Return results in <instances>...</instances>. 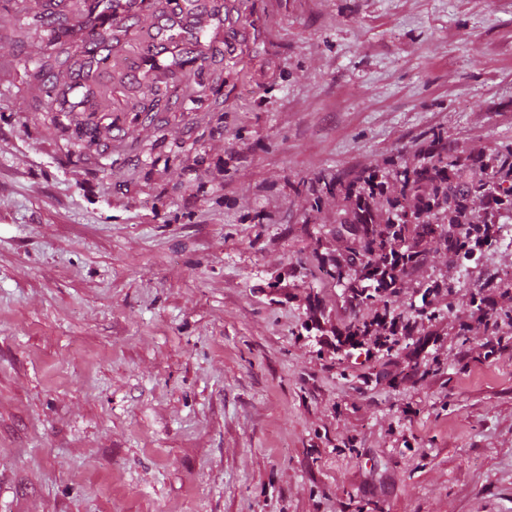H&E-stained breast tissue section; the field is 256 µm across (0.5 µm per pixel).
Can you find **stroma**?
Returning <instances> with one entry per match:
<instances>
[{
    "instance_id": "obj_1",
    "label": "stroma",
    "mask_w": 512,
    "mask_h": 512,
    "mask_svg": "<svg viewBox=\"0 0 512 512\" xmlns=\"http://www.w3.org/2000/svg\"><path fill=\"white\" fill-rule=\"evenodd\" d=\"M78 6L0 0V512H512V211L344 301L414 205L350 181L512 150V0H184L152 61L167 0H121L104 63ZM386 308L391 352L333 347ZM387 181L384 176L378 180L376 174L369 175L363 184L357 190L350 189L347 193L349 199L355 197V203L359 211V218L364 224H372L373 218L369 206L366 201L367 198L373 199L378 193H382L386 188Z\"/></svg>"
}]
</instances>
